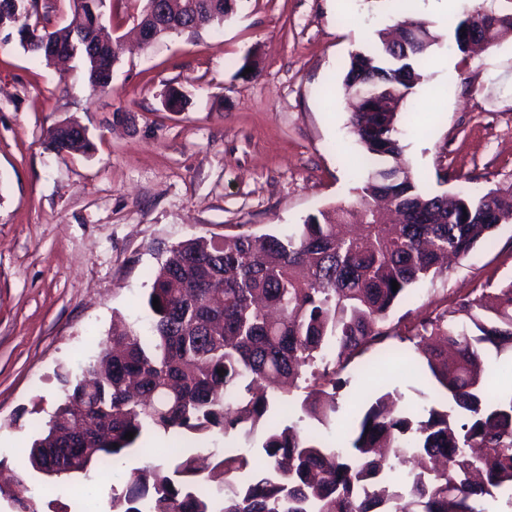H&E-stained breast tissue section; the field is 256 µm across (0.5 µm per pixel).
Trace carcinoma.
Returning <instances> with one entry per match:
<instances>
[{"label": "carcinoma", "mask_w": 512, "mask_h": 512, "mask_svg": "<svg viewBox=\"0 0 512 512\" xmlns=\"http://www.w3.org/2000/svg\"><path fill=\"white\" fill-rule=\"evenodd\" d=\"M172 3L190 34L233 13L232 0ZM473 15L470 32L482 38L512 34V7L480 4ZM0 27L44 60L46 37L73 46L93 89L111 87L121 43L90 10L81 15L80 40L66 26L51 27L37 0H0ZM399 30L404 42L381 32L372 52L352 54L344 78L353 98L363 88L377 93L350 116L372 163L358 202L320 211L287 233L240 232L221 243L198 236L171 246L152 275L150 334L114 328L79 376L57 373L65 396L29 448L34 471L45 474L49 448L66 462L56 481L115 471L123 488L112 489L109 512H484L483 499L512 490V388L486 393L488 350L512 352V279L495 289L491 307L480 295L405 333L387 325L415 283L443 274L444 259L467 256L499 219L512 218V186L481 196L429 194L401 164L400 114L390 106L423 80L440 35L411 16ZM79 129L68 121L49 130L45 149L90 150ZM387 339L415 342L430 389L422 393L424 415L394 389L366 404L334 444L301 429L307 419L326 426L335 418L342 371ZM300 378L308 386L298 422H269L270 383ZM149 430L177 432L199 448L176 447L168 464L126 469L129 456L147 452ZM259 431L265 467L255 470ZM220 433L237 435L240 446L202 455ZM382 448L393 478L377 460ZM0 497L15 512H35L20 490L0 487Z\"/></svg>", "instance_id": "carcinoma-1"}]
</instances>
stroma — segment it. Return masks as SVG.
<instances>
[{
	"label": "stroma",
	"instance_id": "1",
	"mask_svg": "<svg viewBox=\"0 0 512 512\" xmlns=\"http://www.w3.org/2000/svg\"><path fill=\"white\" fill-rule=\"evenodd\" d=\"M470 5L434 23L441 40L402 108V160L432 194L512 185V35L461 52L452 24ZM427 12L420 0H237L195 34L129 42L107 94L81 58L60 70L0 41V474L20 480L35 512L82 508L80 480L53 485L24 455L62 396L59 368L79 372L114 316L145 325L171 245L283 233L355 203L369 167L349 123L350 56ZM174 90L190 98L185 111H165ZM65 121L86 128L92 152H45V133ZM510 276L512 223L415 284L390 319L418 323ZM405 348L382 364L376 345L349 364L324 439L381 385L422 408L417 353Z\"/></svg>",
	"mask_w": 512,
	"mask_h": 512
}]
</instances>
